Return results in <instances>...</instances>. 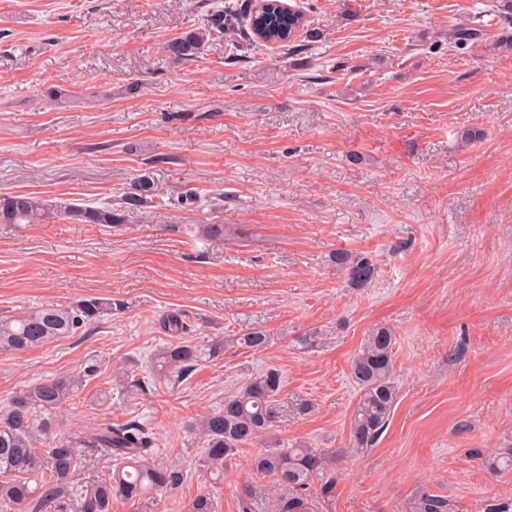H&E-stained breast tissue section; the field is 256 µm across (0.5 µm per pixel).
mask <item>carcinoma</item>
I'll use <instances>...</instances> for the list:
<instances>
[{
	"label": "carcinoma",
	"instance_id": "carcinoma-1",
	"mask_svg": "<svg viewBox=\"0 0 512 512\" xmlns=\"http://www.w3.org/2000/svg\"><path fill=\"white\" fill-rule=\"evenodd\" d=\"M226 33L275 44L293 53L307 49L298 39L312 37L301 6H284L265 12L258 0H244L227 9L211 11L203 25L186 30L167 41L165 51L176 62H192L203 54L206 44ZM474 27H456L448 33L465 45L479 38ZM157 196L153 178L141 175L123 192L121 202L97 206L60 202L33 194L0 196V228L32 224H126L137 219ZM335 263L348 272L353 283H365L372 266L348 252H337ZM122 303L110 299L85 298L72 306L45 305L18 316H0V353H22L42 347L62 336H71L86 324L99 320ZM270 337L263 330L226 336L206 343L189 340L168 344L151 356V376L182 379L201 362L230 348L260 350ZM396 338L386 327L373 329L350 363V376L359 389V400L351 420L353 446L360 453L374 445L392 414L397 399L393 378ZM95 368L44 379L12 393L8 407L0 411V507L27 506L34 501L63 499L59 512L73 504L75 512H112L115 498H140L163 488H174L180 473L158 459L154 432L133 419L87 427L71 438L53 435L56 411L82 393ZM283 385L282 372L267 368L247 381L219 408L193 426L203 443V465L215 479L238 450L268 437L275 422V397ZM89 448L112 458V479L92 486L73 484L78 449ZM470 455L493 474L512 472V448L487 455L480 448ZM257 472L275 477L270 512H318L319 500L329 498L338 483L336 456L323 449L295 441L287 445L269 442L252 461ZM319 483V493L308 489ZM410 512H461L456 500L425 486L418 487Z\"/></svg>",
	"mask_w": 512,
	"mask_h": 512
}]
</instances>
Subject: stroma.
Masks as SVG:
<instances>
[{
  "label": "stroma",
  "instance_id": "obj_1",
  "mask_svg": "<svg viewBox=\"0 0 512 512\" xmlns=\"http://www.w3.org/2000/svg\"><path fill=\"white\" fill-rule=\"evenodd\" d=\"M237 0H0V195L91 206L148 173L158 201L133 224L0 230V314L89 297L123 309L24 353H0V407L42 379L96 373L57 411L61 436L137 419L182 480L112 512H267L274 480L240 448L215 481L194 421L274 367L273 437L336 452L320 512H409L417 486L484 512L512 498L472 448H512V54L490 51V0H287L320 36L299 55L208 43L178 63L166 42ZM483 38L464 46L451 28ZM477 137L463 142L464 130ZM194 193L198 203L186 202ZM202 224L224 234L205 237ZM367 259L351 283L333 255ZM180 312L184 339L262 329L183 380L116 393L144 374ZM395 338L397 399L374 446L349 457L359 394L350 361L369 332ZM321 336L319 345L302 339ZM112 391L98 401L97 392Z\"/></svg>",
  "mask_w": 512,
  "mask_h": 512
}]
</instances>
